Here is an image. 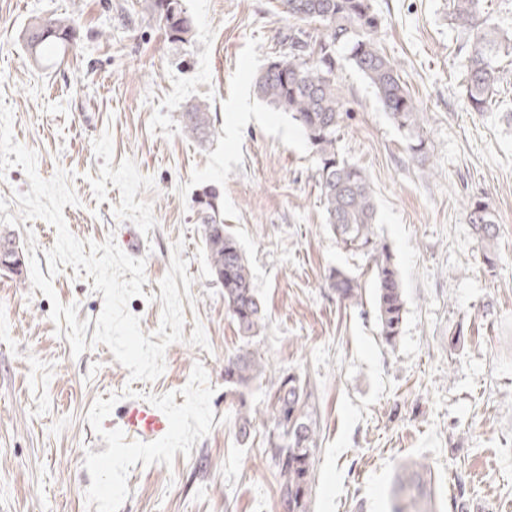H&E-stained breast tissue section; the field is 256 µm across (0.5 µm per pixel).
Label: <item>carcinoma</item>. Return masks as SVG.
Instances as JSON below:
<instances>
[{"label": "carcinoma", "mask_w": 512, "mask_h": 512, "mask_svg": "<svg viewBox=\"0 0 512 512\" xmlns=\"http://www.w3.org/2000/svg\"><path fill=\"white\" fill-rule=\"evenodd\" d=\"M288 16L314 24L311 29L290 30L284 41L288 51L273 58L275 66L263 67L255 76L254 93L274 109L286 112L301 128L316 156L317 187L329 228L346 248L363 251L373 261L372 300L379 335L390 346L401 336L405 299L401 280L387 245L377 240V206L365 173L339 155V131L347 114V100L336 79L341 62L356 68L368 81L383 111L398 129L407 133L409 149L423 154L425 140L420 134V109L399 74L397 64L378 46L375 33L380 25L372 0H282ZM159 24L174 42L191 39L192 20L182 0H153ZM449 17L465 36L462 60L465 97L474 112H486L496 87L503 80L497 59L512 54V36H505L483 14L482 0H450ZM75 38L67 18L35 19L23 32L29 56L41 58ZM184 134L198 142L213 134L210 112L194 105L179 115ZM197 201L202 237L213 280L224 287V303L239 335L250 339L261 331L265 313L253 286L250 267L235 236L224 224L218 206ZM469 223L485 253L497 239L489 205L476 200L470 205ZM19 248L11 232L0 229V256L13 259ZM328 286L336 299L357 305L362 288L348 273L332 269ZM262 371L261 363L249 352L237 353L224 364V382L246 387ZM314 392L300 377L288 373L273 384L267 420L272 426L268 438L269 459L279 478V493L286 512H305L313 482V451L316 428L310 416ZM253 415L240 402L237 426L241 436L249 435ZM420 465L403 467L394 491L392 512H424L419 500L429 496Z\"/></svg>", "instance_id": "cac0c4a2"}]
</instances>
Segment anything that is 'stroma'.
<instances>
[{
  "mask_svg": "<svg viewBox=\"0 0 512 512\" xmlns=\"http://www.w3.org/2000/svg\"><path fill=\"white\" fill-rule=\"evenodd\" d=\"M151 3L0 0V100L39 176L67 172L78 198L63 209L69 231L121 248L138 240L131 255L144 259L146 281L128 309L143 333L160 325L159 283L183 243L193 278L183 333L202 325L209 346L171 344L158 379L130 381L106 345L73 355L50 318L52 300L0 274V512H89L84 457L107 448L89 408L129 386L183 404L198 363L214 390L210 433L173 465L136 464L120 512H284L266 409L272 382L289 372L314 389L307 512H388L394 480L413 463L427 467L437 512H512V55L499 61L505 78L492 110L470 111L448 0H374L375 39L423 114L419 157L363 76L348 65L337 72L350 109L339 153L368 177L375 232L406 302L390 346L371 297L344 306L330 290L333 268L370 288V257L337 242L309 144L253 91L295 20L281 0H183L193 32L179 46ZM60 14L73 19L75 44L34 62L22 29ZM197 103L214 124L203 145L179 123ZM209 190L265 309L264 329L248 341L198 231L196 199ZM475 200L498 226L492 270L467 216ZM93 283L69 265L52 279L55 298L77 305L91 333L103 308ZM244 348L261 357L263 374L237 389L224 382V361ZM242 405L255 418L245 439L235 427Z\"/></svg>",
  "mask_w": 512,
  "mask_h": 512,
  "instance_id": "35a3bbf8",
  "label": "stroma"
}]
</instances>
